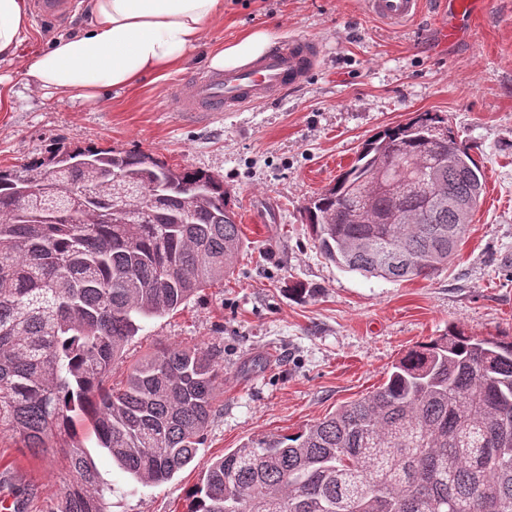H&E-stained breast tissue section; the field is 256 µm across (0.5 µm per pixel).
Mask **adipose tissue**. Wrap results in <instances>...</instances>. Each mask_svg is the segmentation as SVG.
<instances>
[{
	"instance_id": "obj_1",
	"label": "adipose tissue",
	"mask_w": 512,
	"mask_h": 512,
	"mask_svg": "<svg viewBox=\"0 0 512 512\" xmlns=\"http://www.w3.org/2000/svg\"><path fill=\"white\" fill-rule=\"evenodd\" d=\"M223 14L224 0H90L87 22L31 55L26 81L90 100L149 74L164 77ZM31 34L27 0H0V62L12 60ZM270 44V34L257 29L210 48L207 64L216 71L236 68L262 57Z\"/></svg>"
}]
</instances>
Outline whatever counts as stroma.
I'll return each mask as SVG.
<instances>
[{"label": "stroma", "mask_w": 512, "mask_h": 512, "mask_svg": "<svg viewBox=\"0 0 512 512\" xmlns=\"http://www.w3.org/2000/svg\"><path fill=\"white\" fill-rule=\"evenodd\" d=\"M73 16L32 19L34 40L0 62L14 92L0 112V167L22 169L64 145L153 154L220 176L245 245L223 285L172 315L144 321L112 373L156 349L211 350L224 371L215 414L194 460L165 483L134 485L75 416V440L101 484L107 512H184L211 460L263 434H291L382 384L414 346L458 329L512 337V0H493L468 31L441 44L433 5L389 25L364 0H224L189 63L93 100L27 86L25 64ZM266 29L273 43L315 40L317 70L277 100L197 116L168 107L171 90L206 71L212 46ZM420 112L447 119L486 172V192L447 269L428 278L365 277L322 257L304 209L333 185L376 132ZM302 293H295V286ZM69 472L60 449L32 454L0 439V501L53 512ZM35 496H28V489Z\"/></svg>", "instance_id": "1"}]
</instances>
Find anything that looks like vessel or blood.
Segmentation results:
<instances>
[{"instance_id":"1","label":"vessel or blood","mask_w":512,"mask_h":512,"mask_svg":"<svg viewBox=\"0 0 512 512\" xmlns=\"http://www.w3.org/2000/svg\"><path fill=\"white\" fill-rule=\"evenodd\" d=\"M369 14L398 24L416 17L423 0H365ZM321 56L313 41L295 38L277 46L245 66L210 71L173 91L169 108L174 112L208 114L232 112L273 100L282 91L303 84Z\"/></svg>"}]
</instances>
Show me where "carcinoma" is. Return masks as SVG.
Returning <instances> with one entry per match:
<instances>
[{"label": "carcinoma", "mask_w": 512, "mask_h": 512, "mask_svg": "<svg viewBox=\"0 0 512 512\" xmlns=\"http://www.w3.org/2000/svg\"><path fill=\"white\" fill-rule=\"evenodd\" d=\"M482 167L436 112L364 143L305 209L321 254L365 277L448 265L481 199ZM213 174L141 152L59 151L0 169V434L47 451L91 409L101 447L143 486L196 457L223 375L174 345L108 386L140 321L224 284L242 247ZM53 512H105L75 445ZM188 512H512V339L456 330L420 343L386 381L295 434L248 438L209 466Z\"/></svg>", "instance_id": "cac0c4a2"}]
</instances>
